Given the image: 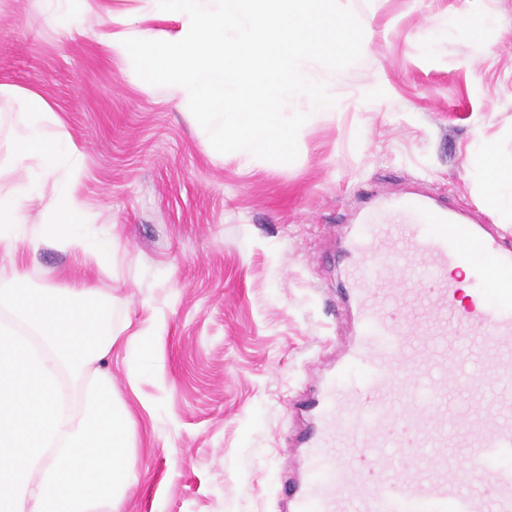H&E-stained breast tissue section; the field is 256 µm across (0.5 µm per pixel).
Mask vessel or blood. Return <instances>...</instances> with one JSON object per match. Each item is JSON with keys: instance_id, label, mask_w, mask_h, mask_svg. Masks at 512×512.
<instances>
[{"instance_id": "b4317fda", "label": "vessel or blood", "mask_w": 512, "mask_h": 512, "mask_svg": "<svg viewBox=\"0 0 512 512\" xmlns=\"http://www.w3.org/2000/svg\"><path fill=\"white\" fill-rule=\"evenodd\" d=\"M345 256L354 328L295 406L302 469L282 512H512V252L491 225L405 195L363 212ZM453 266L471 272L465 308Z\"/></svg>"}]
</instances>
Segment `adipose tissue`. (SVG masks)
<instances>
[{"instance_id":"1","label":"adipose tissue","mask_w":512,"mask_h":512,"mask_svg":"<svg viewBox=\"0 0 512 512\" xmlns=\"http://www.w3.org/2000/svg\"><path fill=\"white\" fill-rule=\"evenodd\" d=\"M24 112L17 115L13 171L16 185L0 197V255H14L20 246L38 250L52 245L104 264L112 253L107 236H90L81 226L83 203L77 187L84 176L82 149L70 136L50 128L46 100L23 94ZM43 159L40 174H32L25 162L30 155ZM472 156L483 177L484 196L499 223L512 224V155L502 156L486 142L477 143ZM40 199L48 220L39 225L28 221V208Z\"/></svg>"}]
</instances>
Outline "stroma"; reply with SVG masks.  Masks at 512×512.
Here are the masks:
<instances>
[{"mask_svg":"<svg viewBox=\"0 0 512 512\" xmlns=\"http://www.w3.org/2000/svg\"><path fill=\"white\" fill-rule=\"evenodd\" d=\"M341 2L361 21V59L338 75L304 66L336 111L293 101L310 114L296 161L244 166L207 147L184 88L142 94L93 22L0 0V84L43 96L82 143V222L112 235L107 268L43 246L16 269L36 288L83 281L112 297L107 368L138 477L118 512H280L279 480L299 467L288 405L350 334L328 257L369 194L488 214L471 146L512 153V0ZM93 10L133 38L180 26L158 0ZM474 11L495 18L480 41L461 30ZM19 110L0 96V195L14 186ZM16 269L0 262V286ZM146 330L142 357L126 358Z\"/></svg>","mask_w":512,"mask_h":512,"instance_id":"1","label":"stroma"}]
</instances>
